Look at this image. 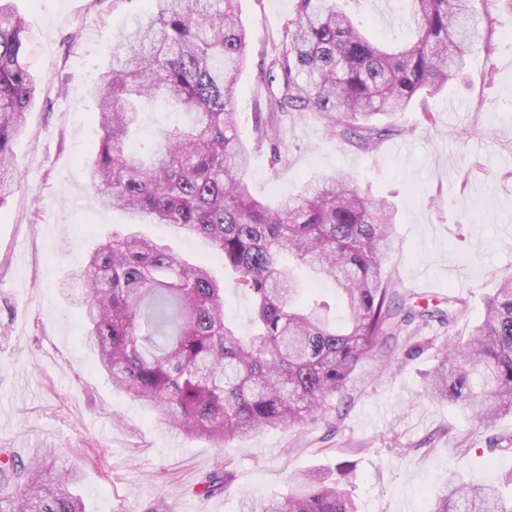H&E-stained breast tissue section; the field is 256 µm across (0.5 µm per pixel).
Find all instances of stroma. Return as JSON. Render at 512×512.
<instances>
[{"mask_svg":"<svg viewBox=\"0 0 512 512\" xmlns=\"http://www.w3.org/2000/svg\"><path fill=\"white\" fill-rule=\"evenodd\" d=\"M247 63L235 86L246 180L274 203L341 170L393 202L398 219L388 273L400 287L467 308L453 327L419 326L391 369L358 372L338 427L269 431L215 447L169 429L113 390L88 349L79 309L59 289L85 255L128 222L102 208L87 161L98 147L93 88L116 31L146 17L145 0H14L31 36L40 90L28 134L14 145L20 186L0 206V448L27 457L53 448L77 466L87 512H242L244 499L288 492L298 474L354 464L357 512H431L456 473L512 488V414L485 426L458 405L424 395L436 356L468 336L499 280L512 276V0H477L482 42L460 76L405 112L379 117L395 132L372 152L332 137L310 112L282 119L287 167L273 169L253 127L267 114L263 81L281 52L296 0H239ZM358 20L403 43L406 0H354ZM230 465L223 494L194 485Z\"/></svg>","mask_w":512,"mask_h":512,"instance_id":"stroma-1","label":"stroma"}]
</instances>
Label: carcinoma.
Masks as SVG:
<instances>
[{
	"label": "carcinoma",
	"mask_w": 512,
	"mask_h": 512,
	"mask_svg": "<svg viewBox=\"0 0 512 512\" xmlns=\"http://www.w3.org/2000/svg\"><path fill=\"white\" fill-rule=\"evenodd\" d=\"M10 2L0 0V206L18 183L13 147L38 92L27 27ZM237 2L151 0L149 20L113 38L97 84L102 136L88 168L101 204L124 210L129 223L90 253L77 277L87 345L112 386L217 448L264 431L332 425V400L363 362L392 366L393 342L408 327L434 318L451 326L465 308L450 297L448 309L430 310L395 287L386 266L396 207L353 179L323 175L274 206L253 197L233 107L247 45ZM341 2L297 0L274 62L280 84L270 91L271 113L314 112L332 135L372 151L390 132L372 119L447 86L481 17L475 0H409L416 38L391 47L368 38ZM151 98L188 122L162 130L144 158L129 139ZM255 135L274 168L288 166L280 123L259 120ZM139 224H163L221 256L252 296L250 332L226 320L224 281L142 235ZM297 267L333 281L334 302L348 311L344 328L329 325L331 302L302 287ZM424 394L486 426L512 413V277L487 299L468 341L439 352ZM56 455L47 448L26 462L0 451V512H86L71 492L78 471L53 468ZM352 473L342 464L334 478L301 473L288 495L255 499L249 512H356L343 487ZM232 477L228 468L206 473L201 495L223 493ZM433 512H512V497L494 484L449 479Z\"/></svg>",
	"instance_id": "obj_1"
}]
</instances>
